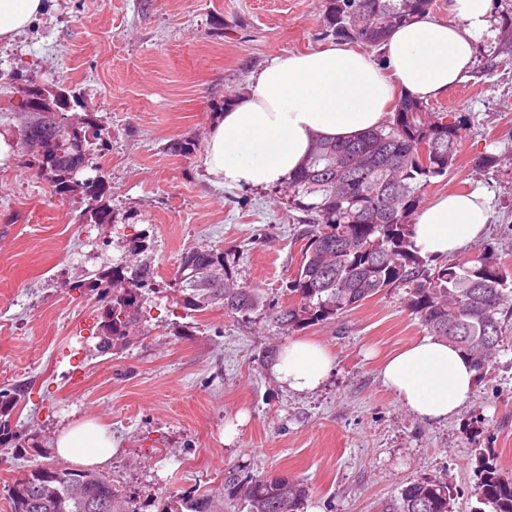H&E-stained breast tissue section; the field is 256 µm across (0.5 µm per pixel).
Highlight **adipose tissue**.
<instances>
[{
    "label": "adipose tissue",
    "instance_id": "ef3b65f1",
    "mask_svg": "<svg viewBox=\"0 0 512 512\" xmlns=\"http://www.w3.org/2000/svg\"><path fill=\"white\" fill-rule=\"evenodd\" d=\"M46 8L45 0H0V44L11 43ZM448 20L422 16L395 29L379 56L331 43L274 59L245 94L221 112L205 151V173L222 187L282 183L307 160L314 137L346 140L382 126L395 90L439 97L471 70L474 48L493 37L491 0H447ZM491 209L482 189L451 191L415 216L413 245L423 256H457L485 236ZM335 357L321 343L296 339L270 370L288 391L319 390ZM380 377L400 402L429 423L446 421L471 399L476 372L446 341L424 336L388 358ZM56 455L96 468L112 458V436L87 420L55 440Z\"/></svg>",
    "mask_w": 512,
    "mask_h": 512
}]
</instances>
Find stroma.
<instances>
[{
    "instance_id": "stroma-1",
    "label": "stroma",
    "mask_w": 512,
    "mask_h": 512,
    "mask_svg": "<svg viewBox=\"0 0 512 512\" xmlns=\"http://www.w3.org/2000/svg\"><path fill=\"white\" fill-rule=\"evenodd\" d=\"M321 0H47L33 26L0 44V386L33 380L15 415L40 445L0 457V488L34 463L52 464L59 432L83 419L112 433L106 468L131 512H157L162 493L218 491L224 470L307 482L306 512H386L402 481L445 478L449 512L476 504V448L512 473V319L473 397L448 421L423 422L382 383L379 367L423 335L404 289L297 331L327 346L336 366L311 394L283 389L262 357L289 341L258 312L242 321L212 306L184 314V252L230 254L238 281L279 302L296 267L302 214L279 187H216L204 175L212 119L274 58L332 43ZM75 91L72 113L110 132L101 153L113 220L85 224L79 192L55 193L29 165L19 87ZM465 116L459 152L424 203L483 189L484 241L512 267V64L466 77L440 96ZM191 152H179L181 141ZM502 155L501 172L479 157ZM148 260L157 275L141 335L99 351L100 268ZM246 413L225 443L224 428Z\"/></svg>"
}]
</instances>
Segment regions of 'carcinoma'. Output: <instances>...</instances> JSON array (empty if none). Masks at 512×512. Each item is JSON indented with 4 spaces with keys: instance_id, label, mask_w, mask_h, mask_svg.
Segmentation results:
<instances>
[{
    "instance_id": "1",
    "label": "carcinoma",
    "mask_w": 512,
    "mask_h": 512,
    "mask_svg": "<svg viewBox=\"0 0 512 512\" xmlns=\"http://www.w3.org/2000/svg\"><path fill=\"white\" fill-rule=\"evenodd\" d=\"M435 0H325L323 20L338 40L379 48L397 26L430 14ZM494 27L497 41L484 55L481 76L512 63V0H498ZM20 108L31 112L29 101L52 109L67 105L61 90L46 93L22 85ZM466 118L448 121L429 103L402 92L385 124L349 140L316 139L308 159L282 184L290 208L303 214L300 259L286 283V305L267 304L259 293L234 278L224 253L192 249L181 257L178 281L180 306L201 311L213 303L225 314L248 320L259 310L289 334L335 320L364 301L389 290H406V307L431 336L458 347L481 372L497 351L503 328L506 289L512 270L495 247L486 245L465 260L433 262L412 245V224L430 180L443 176L455 163L460 132ZM109 132L97 126L85 142L86 168L94 177L78 180L73 169L80 157L77 135L60 138L52 119L32 112L24 140L41 144L35 165L56 191L81 189L86 202L83 217L94 224L110 220L105 176L96 161L94 141L105 146ZM224 272V285L212 287L207 269ZM154 278L151 263L134 268L117 264L100 272L96 286L112 291L100 315L103 347H116L134 334L141 320L143 291ZM31 382L0 387V448L22 453L21 432L14 414L26 401ZM475 512H512V477L504 475L492 448L475 449ZM224 500L237 512H304L310 488L298 479L244 474L236 467L224 471ZM119 490L112 480L89 484L83 471L63 464H32L7 489L9 512H117ZM453 487L443 479L406 480L392 512H448ZM159 512H223L215 496L169 495Z\"/></svg>"
}]
</instances>
